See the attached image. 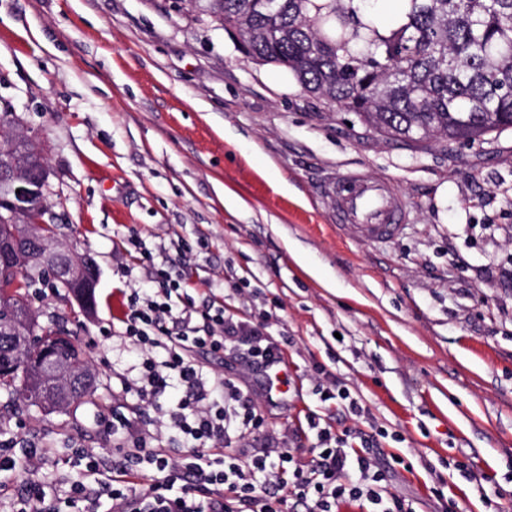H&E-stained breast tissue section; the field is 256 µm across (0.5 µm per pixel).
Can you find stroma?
<instances>
[{
	"mask_svg": "<svg viewBox=\"0 0 512 512\" xmlns=\"http://www.w3.org/2000/svg\"><path fill=\"white\" fill-rule=\"evenodd\" d=\"M1 99L41 143L59 239L97 277L88 313L30 290L38 323L83 351L97 399L46 411L0 390V446L48 449L39 479L73 475L76 448L110 464L113 415L157 418L122 393L137 358L112 335L134 235L190 288L272 313L289 385L268 425L316 413L354 427L313 394L322 365L392 433L385 454L411 461L390 489L416 512H438L439 480L459 512H512V129L474 144L385 138L171 0H0ZM353 169L407 200L397 237L358 240L333 220L321 187Z\"/></svg>",
	"mask_w": 512,
	"mask_h": 512,
	"instance_id": "1",
	"label": "stroma"
}]
</instances>
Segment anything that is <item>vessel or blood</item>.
Segmentation results:
<instances>
[{
    "label": "vessel or blood",
    "instance_id": "b4317fda",
    "mask_svg": "<svg viewBox=\"0 0 512 512\" xmlns=\"http://www.w3.org/2000/svg\"><path fill=\"white\" fill-rule=\"evenodd\" d=\"M337 223L348 225L355 238L382 241L397 236L408 216L405 198L390 180L352 170L336 175L323 186Z\"/></svg>",
    "mask_w": 512,
    "mask_h": 512
}]
</instances>
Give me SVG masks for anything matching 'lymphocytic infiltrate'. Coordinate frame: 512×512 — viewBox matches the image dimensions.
<instances>
[{
	"label": "lymphocytic infiltrate",
	"mask_w": 512,
	"mask_h": 512,
	"mask_svg": "<svg viewBox=\"0 0 512 512\" xmlns=\"http://www.w3.org/2000/svg\"><path fill=\"white\" fill-rule=\"evenodd\" d=\"M147 268L150 287L123 299L120 335L139 358L137 377L121 390L155 406L181 439L182 455L171 456L161 434L126 420L127 445L113 452L110 468L81 449L85 467L64 491L30 481L11 512H59L62 501L79 512H339L344 503L361 512H414L412 501L388 488L395 467L411 463L399 454L381 458L379 433L339 432L314 414L310 446L290 428L265 431L261 407L288 382L268 318L238 316L214 294L195 301L182 276L161 264ZM217 352L255 375L256 388L207 369L208 354ZM174 384L184 398L157 405Z\"/></svg>",
	"instance_id": "f902f5d3"
}]
</instances>
